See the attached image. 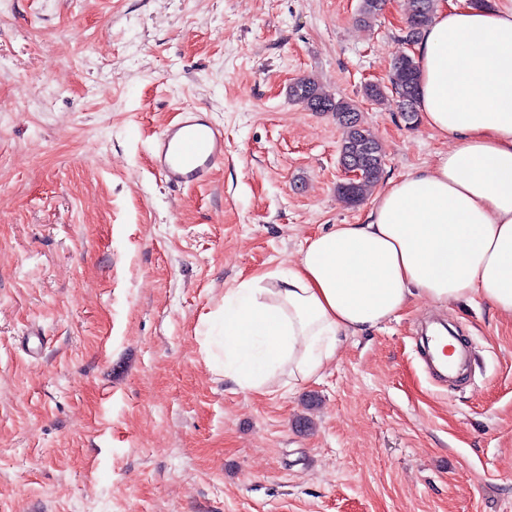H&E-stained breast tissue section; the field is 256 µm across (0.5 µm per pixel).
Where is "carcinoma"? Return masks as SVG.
<instances>
[{"mask_svg":"<svg viewBox=\"0 0 512 512\" xmlns=\"http://www.w3.org/2000/svg\"><path fill=\"white\" fill-rule=\"evenodd\" d=\"M435 0H410L411 14L401 37V42L416 44L422 30L431 22ZM386 6V0H360L356 22L367 24L379 16ZM389 85L367 84L364 96L378 103L393 96L407 122L416 120L419 100V64L414 59L395 55L389 74ZM289 97L303 104L312 112H331L346 128V137L340 148V156L350 164H359L368 169L365 179L348 185L338 184V192L350 203L358 204L367 192L377 185L383 173L381 149L369 130L361 123L355 101L324 94L315 79H296L289 88Z\"/></svg>","mask_w":512,"mask_h":512,"instance_id":"carcinoma-1","label":"carcinoma"}]
</instances>
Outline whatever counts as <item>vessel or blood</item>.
Wrapping results in <instances>:
<instances>
[{
	"instance_id": "b4317fda",
	"label": "vessel or blood",
	"mask_w": 512,
	"mask_h": 512,
	"mask_svg": "<svg viewBox=\"0 0 512 512\" xmlns=\"http://www.w3.org/2000/svg\"><path fill=\"white\" fill-rule=\"evenodd\" d=\"M152 160L168 184H200L224 162V130L209 113L185 109L178 122L157 136Z\"/></svg>"
}]
</instances>
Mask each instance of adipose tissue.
<instances>
[{
	"label": "adipose tissue",
	"mask_w": 512,
	"mask_h": 512,
	"mask_svg": "<svg viewBox=\"0 0 512 512\" xmlns=\"http://www.w3.org/2000/svg\"><path fill=\"white\" fill-rule=\"evenodd\" d=\"M416 51L422 119L452 149L390 182L365 223L336 225L288 269L225 292L204 334L214 372L263 394L283 376L319 379L343 337L417 296H478L512 316V9L436 0Z\"/></svg>",
	"instance_id": "1"
}]
</instances>
